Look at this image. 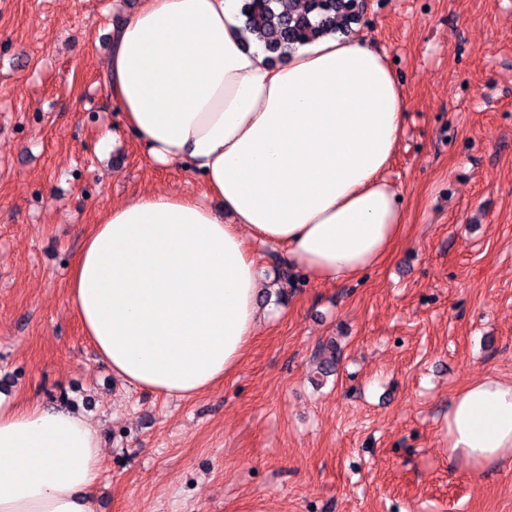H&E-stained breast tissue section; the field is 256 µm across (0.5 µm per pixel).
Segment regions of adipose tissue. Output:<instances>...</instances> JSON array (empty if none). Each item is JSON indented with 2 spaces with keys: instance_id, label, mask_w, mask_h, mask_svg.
<instances>
[{
  "instance_id": "ef3b65f1",
  "label": "adipose tissue",
  "mask_w": 512,
  "mask_h": 512,
  "mask_svg": "<svg viewBox=\"0 0 512 512\" xmlns=\"http://www.w3.org/2000/svg\"><path fill=\"white\" fill-rule=\"evenodd\" d=\"M240 2L144 0L111 37L107 92L124 126L218 200L150 191L113 204L71 278L74 312L113 374L165 396H197L241 364L271 282L253 244L333 285L377 265L404 222L385 173L407 104L385 57L327 36L270 64L244 42ZM448 453L512 467V380L460 392ZM101 456L84 415L0 392V512H94Z\"/></svg>"
}]
</instances>
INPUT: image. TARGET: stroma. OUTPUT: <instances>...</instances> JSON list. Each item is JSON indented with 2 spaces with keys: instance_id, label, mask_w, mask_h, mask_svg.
Here are the masks:
<instances>
[{
  "instance_id": "35a3bbf8",
  "label": "stroma",
  "mask_w": 512,
  "mask_h": 512,
  "mask_svg": "<svg viewBox=\"0 0 512 512\" xmlns=\"http://www.w3.org/2000/svg\"><path fill=\"white\" fill-rule=\"evenodd\" d=\"M139 4L0 0V390L99 430L94 512H512V471L448 455L457 393L512 379V0H366L351 33L408 107L387 171L402 240L355 280L299 278L190 399L115 378L68 298L112 204L206 192L144 156L106 91L111 28Z\"/></svg>"
}]
</instances>
